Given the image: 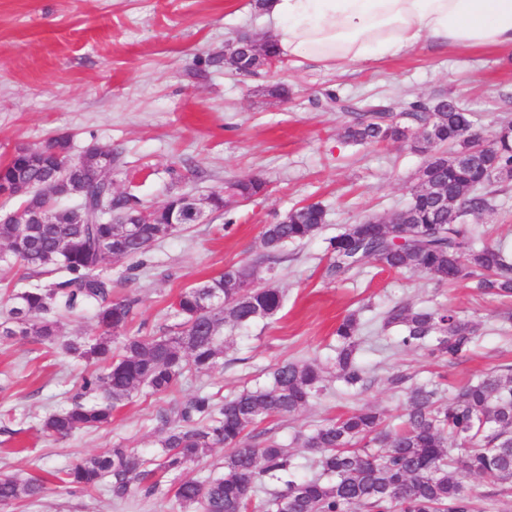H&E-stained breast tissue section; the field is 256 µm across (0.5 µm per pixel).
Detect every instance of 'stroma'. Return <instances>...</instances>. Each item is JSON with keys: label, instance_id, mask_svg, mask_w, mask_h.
Returning <instances> with one entry per match:
<instances>
[{"label": "stroma", "instance_id": "stroma-1", "mask_svg": "<svg viewBox=\"0 0 512 512\" xmlns=\"http://www.w3.org/2000/svg\"><path fill=\"white\" fill-rule=\"evenodd\" d=\"M273 23L250 0H0V161L19 146L37 147L67 133L74 153L86 146H120L115 191L157 206L186 193L203 198L225 182L258 175L267 194L231 202L152 246L143 267L115 259L107 266L116 299L139 300L131 330L167 333L177 322L170 308L186 286L230 266L249 265L254 283L279 288L282 309L244 328H225L230 343L210 373L188 370L168 394L135 393L111 424L58 439L39 432L41 418L67 405L87 369L55 346L0 338V475L20 478L68 469L79 459L129 448L154 462L156 414L197 391L232 396L264 386L280 363L317 360L332 367L334 331L358 313L362 339L357 359L371 384L346 389L328 378L325 390L300 412L270 418L249 430L245 444L275 438L293 447V479L317 477L310 454L294 438L365 402L401 416L405 398L388 384L395 374L442 383L445 392L483 373L512 367V326H501L512 300L480 294L472 282L453 286L424 272L396 273L366 260L340 277L328 275L329 241L345 225L385 217L407 205L423 157L394 142L352 146L342 133L343 113L325 95L352 101L448 97L473 112L485 132L512 120V50L440 49L428 44L339 70L287 60L242 76L220 68L197 75L199 58L223 51L242 32L267 33ZM286 85L288 100L269 90ZM196 171L176 180L174 161ZM499 208L471 219L486 241L512 245V179L499 183ZM321 203L326 223L314 238L270 255L264 225L294 207ZM412 303L449 306L480 322L473 349L457 360L397 347L398 328L382 329L386 311ZM167 474L159 490L123 501L52 481L41 499L0 505V512H181Z\"/></svg>", "mask_w": 512, "mask_h": 512}]
</instances>
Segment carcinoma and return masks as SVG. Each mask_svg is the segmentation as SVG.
Here are the masks:
<instances>
[{
	"mask_svg": "<svg viewBox=\"0 0 512 512\" xmlns=\"http://www.w3.org/2000/svg\"><path fill=\"white\" fill-rule=\"evenodd\" d=\"M237 51L220 60L209 56L199 71L220 63L224 69L249 75L260 68L259 56L280 60L266 41L255 55L254 46L239 34ZM327 103L350 114L343 138L353 145L402 142L424 156L409 203L397 222L384 224L369 217L349 224L330 239L328 273L342 275L373 259L394 272L421 271L448 284L476 280L481 292L512 296V254L503 244H485L462 220L467 214L496 210L488 170L512 171V139L492 136L489 149L456 162L448 150H457L466 138L482 136L473 115L445 98L408 100L399 112L384 105L359 106L332 93ZM423 128L428 138L416 137ZM72 136L58 134L38 147H19L0 163V195L19 200L17 210L35 218L43 216L40 189L54 181L60 165L72 158ZM109 156L119 166L116 149L87 148L73 158L69 179L86 187L73 206L55 205L46 224H0V266L17 264L39 274H60L46 285L12 290L7 319L0 336H22L41 344L59 346L70 357L95 369L81 378L80 398L70 407L45 416L42 431L66 438L74 433L112 422L113 412L133 393L147 388L154 393L173 391L186 367L199 374L212 371L224 356V327H246L259 318L275 315L283 304L281 291L272 286L229 288L225 279L250 267L228 268L180 292L172 307L179 318L168 335H129L139 300H114L105 266L114 258L141 259L160 240L156 225L140 224L134 234L112 217L144 209L134 194L112 192V181L100 178ZM17 183L32 186L28 194L13 197L7 191ZM243 200L265 195L266 184L257 177L225 183L224 190L205 198L206 207L227 206L224 192ZM161 220L187 216L182 196L164 202ZM326 221L319 203H306L285 214L278 223L262 228L261 241L269 253L289 243L318 235ZM94 309L99 333L69 338L60 334L57 317ZM397 327V346L424 349L433 357L450 360L467 355L478 324L450 307L435 309L397 305L386 312L383 328ZM361 323L355 314L336 326L337 377L346 386L363 388L365 371L355 359ZM122 338L119 350L112 349ZM326 372L316 361L284 362L272 373L271 385L244 390L218 401L200 391L158 415L159 444L164 448L157 469L179 472L208 455L226 448L224 472L202 480L185 479L173 489L184 512H249L264 479L281 480L293 469L287 446L269 440L261 446L243 444L246 432L276 416L303 409L324 388ZM404 392L406 413L398 428L390 416L371 403L329 420L310 433L300 434L301 447L316 456L327 480H287L285 489L263 502L265 512H475L477 503L471 480L489 477L512 487V373L490 371L475 382L459 386L448 397L433 383L406 385V377L389 378ZM91 400L86 401L84 397ZM147 461L127 448L86 457L63 472L59 481L82 490L107 486L114 499L135 490L151 495L158 483ZM43 480L0 477V505L39 499Z\"/></svg>",
	"mask_w": 512,
	"mask_h": 512,
	"instance_id": "carcinoma-1",
	"label": "carcinoma"
}]
</instances>
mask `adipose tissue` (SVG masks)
I'll use <instances>...</instances> for the list:
<instances>
[{"label": "adipose tissue", "mask_w": 512, "mask_h": 512, "mask_svg": "<svg viewBox=\"0 0 512 512\" xmlns=\"http://www.w3.org/2000/svg\"><path fill=\"white\" fill-rule=\"evenodd\" d=\"M277 53L335 70L422 43L512 50V0H267Z\"/></svg>", "instance_id": "1"}]
</instances>
